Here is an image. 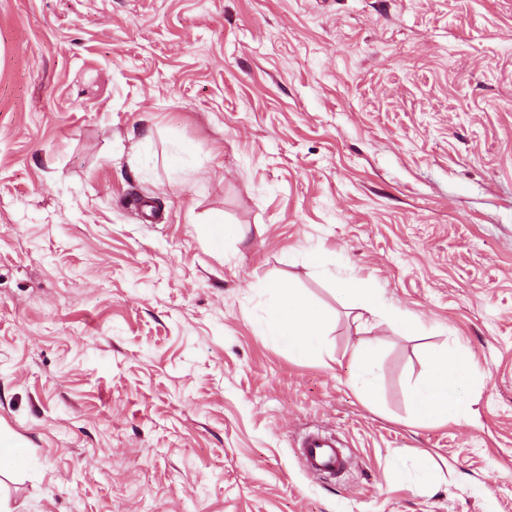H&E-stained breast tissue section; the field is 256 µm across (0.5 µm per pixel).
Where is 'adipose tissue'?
<instances>
[{"mask_svg": "<svg viewBox=\"0 0 512 512\" xmlns=\"http://www.w3.org/2000/svg\"><path fill=\"white\" fill-rule=\"evenodd\" d=\"M336 292L347 306L378 317L381 324L405 332L417 328L415 321L387 303L381 289L356 277L338 279ZM261 293L267 309L263 334L300 358L321 357L329 327L327 312L290 283L268 285ZM380 350V342L365 341L354 346L350 356L353 388L366 405L375 409L382 405ZM470 379V361L464 348H431L423 372L410 388L414 419L435 425L465 417L470 411Z\"/></svg>", "mask_w": 512, "mask_h": 512, "instance_id": "adipose-tissue-1", "label": "adipose tissue"}]
</instances>
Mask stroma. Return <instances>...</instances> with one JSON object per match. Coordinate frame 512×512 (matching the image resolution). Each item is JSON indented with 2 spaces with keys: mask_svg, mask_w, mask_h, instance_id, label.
Wrapping results in <instances>:
<instances>
[{
  "mask_svg": "<svg viewBox=\"0 0 512 512\" xmlns=\"http://www.w3.org/2000/svg\"><path fill=\"white\" fill-rule=\"evenodd\" d=\"M288 280L329 363L259 331ZM457 344L470 413L418 425ZM0 434V512H512V0H0ZM336 293L347 306L380 318L379 325L384 324L405 332L417 329L415 321L399 314L387 303L380 288L356 277L349 276L338 279ZM381 347L379 341L361 342L353 347L350 356L354 391L366 405L375 409L382 407ZM300 454L304 459L306 471L310 476L323 473H333L340 470L345 459L336 440L329 435L321 433L309 434L303 438Z\"/></svg>",
  "mask_w": 512,
  "mask_h": 512,
  "instance_id": "35a3bbf8",
  "label": "stroma"
}]
</instances>
